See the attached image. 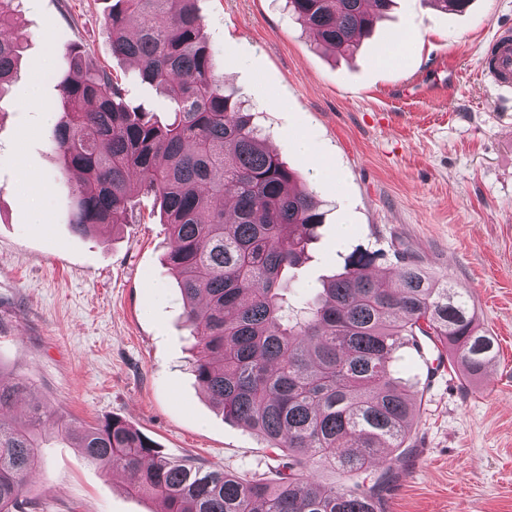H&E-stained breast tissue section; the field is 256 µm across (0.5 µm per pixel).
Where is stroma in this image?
Wrapping results in <instances>:
<instances>
[{
  "label": "stroma",
  "mask_w": 512,
  "mask_h": 512,
  "mask_svg": "<svg viewBox=\"0 0 512 512\" xmlns=\"http://www.w3.org/2000/svg\"><path fill=\"white\" fill-rule=\"evenodd\" d=\"M108 0H22L23 49L0 96V366L28 380L16 414L38 404L77 426L118 417L175 460L218 465L268 483L279 459L231 420L190 370L166 230L153 196L136 223L86 237L70 228L76 181L51 147L61 48L121 77L129 99L156 105L129 61L114 56ZM214 71L253 114L269 147L317 194L323 223L289 293L310 294L356 248L406 249L467 291L498 355L480 379L401 346L390 370L421 401L413 453L388 512H512V100L481 73L487 42L512 25V0L444 12L394 0L351 56L326 51L284 0H196ZM410 38L382 59L391 32ZM330 167L316 174L297 142ZM26 494L39 512H160L124 477L52 443Z\"/></svg>",
  "instance_id": "obj_1"
}]
</instances>
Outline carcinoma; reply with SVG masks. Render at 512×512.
Returning a JSON list of instances; mask_svg holds the SVG:
<instances>
[{"label": "carcinoma", "instance_id": "obj_1", "mask_svg": "<svg viewBox=\"0 0 512 512\" xmlns=\"http://www.w3.org/2000/svg\"><path fill=\"white\" fill-rule=\"evenodd\" d=\"M392 0H285L319 43L354 54ZM19 0H0V95L20 58ZM112 55L131 61L163 96L132 105L112 72L75 45L60 59V118L52 148L63 174L80 175L72 231L80 236L135 222L132 198L159 201L184 325L195 339L196 381L230 418L284 448L274 484L221 466L163 455L119 418L75 427L56 415L57 436L162 512H386L404 465L417 399L389 369L403 343L449 351L448 368L475 377L496 357L470 295L396 252L399 271L375 278L382 252L356 249L304 307L285 300L288 273L305 258L323 215L312 192L265 143L252 115L224 90L211 65L195 0H112L105 17ZM29 389L0 366V413ZM40 406L0 419V512H33L28 478L43 470ZM364 475L354 488L323 485L315 467Z\"/></svg>", "mask_w": 512, "mask_h": 512}]
</instances>
